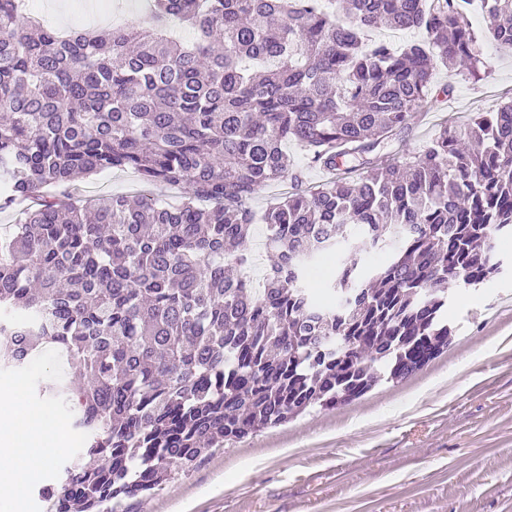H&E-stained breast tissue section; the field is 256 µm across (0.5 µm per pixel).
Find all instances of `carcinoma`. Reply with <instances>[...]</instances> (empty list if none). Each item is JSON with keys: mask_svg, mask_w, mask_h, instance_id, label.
<instances>
[{"mask_svg": "<svg viewBox=\"0 0 512 512\" xmlns=\"http://www.w3.org/2000/svg\"><path fill=\"white\" fill-rule=\"evenodd\" d=\"M333 2L154 0L149 28L62 37L0 0V368L44 344L82 365L54 398L86 448L41 489L49 512H113L216 445L407 378L447 348L452 288L500 273L512 101L399 155L437 63L484 65L474 0ZM480 5L512 47V0ZM171 20L195 41L162 35ZM380 24L427 42L367 41ZM290 142L334 176L309 187ZM108 170L190 193L73 192ZM282 181L254 292L235 248ZM352 237L383 259L364 278L352 255L324 300L303 269ZM289 186L286 184H275L261 188L254 196L251 206L257 217H259L263 211L271 203L275 202L285 192L288 191Z\"/></svg>", "mask_w": 512, "mask_h": 512, "instance_id": "carcinoma-1", "label": "carcinoma"}]
</instances>
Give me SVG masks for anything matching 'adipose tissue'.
Returning <instances> with one entry per match:
<instances>
[{"label":"adipose tissue","mask_w":512,"mask_h":512,"mask_svg":"<svg viewBox=\"0 0 512 512\" xmlns=\"http://www.w3.org/2000/svg\"><path fill=\"white\" fill-rule=\"evenodd\" d=\"M22 383L0 391V495L9 512H26L28 490L67 451L66 423L24 405Z\"/></svg>","instance_id":"ef3b65f1"}]
</instances>
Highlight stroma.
<instances>
[{"mask_svg": "<svg viewBox=\"0 0 512 512\" xmlns=\"http://www.w3.org/2000/svg\"><path fill=\"white\" fill-rule=\"evenodd\" d=\"M149 0H111L110 16L78 0H27L54 28L150 23ZM471 23L487 69L471 76L440 65L430 103L403 136L419 151L441 125L512 100V49L496 43L482 10ZM452 84V94L442 92ZM88 198L152 192L176 204L183 187L148 188L136 173L113 170L76 182ZM496 251L501 274L456 290L448 303L454 338L447 350L398 383L225 443L192 466L174 468L159 489L128 501V512H512V238ZM80 366L40 349L20 368L0 369V388L24 379V398L71 423L53 393Z\"/></svg>", "mask_w": 512, "mask_h": 512, "instance_id": "obj_1", "label": "stroma"}]
</instances>
